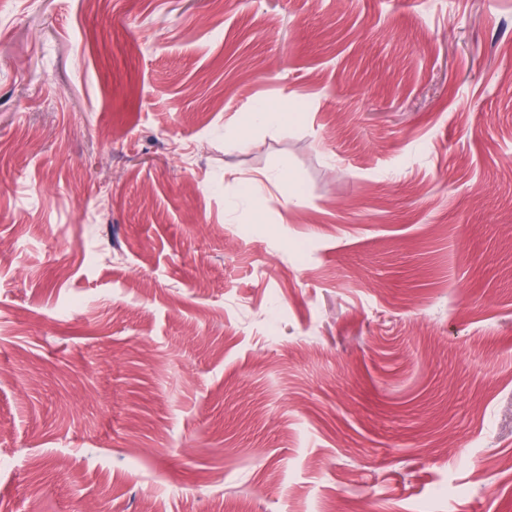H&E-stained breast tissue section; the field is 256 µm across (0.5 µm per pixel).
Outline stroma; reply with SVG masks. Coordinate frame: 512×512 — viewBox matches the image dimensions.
Wrapping results in <instances>:
<instances>
[{
	"mask_svg": "<svg viewBox=\"0 0 512 512\" xmlns=\"http://www.w3.org/2000/svg\"><path fill=\"white\" fill-rule=\"evenodd\" d=\"M238 507L512 512V0H0V512Z\"/></svg>",
	"mask_w": 512,
	"mask_h": 512,
	"instance_id": "obj_1",
	"label": "stroma"
}]
</instances>
